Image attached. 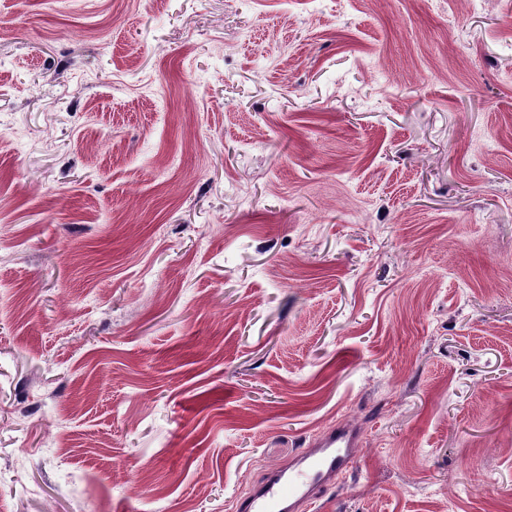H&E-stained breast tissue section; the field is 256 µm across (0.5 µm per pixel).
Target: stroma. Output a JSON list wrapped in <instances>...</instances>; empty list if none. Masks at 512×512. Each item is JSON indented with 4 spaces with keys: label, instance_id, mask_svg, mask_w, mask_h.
Wrapping results in <instances>:
<instances>
[{
    "label": "stroma",
    "instance_id": "obj_1",
    "mask_svg": "<svg viewBox=\"0 0 512 512\" xmlns=\"http://www.w3.org/2000/svg\"><path fill=\"white\" fill-rule=\"evenodd\" d=\"M512 512V0H0V512ZM361 429L340 420L322 432L288 467L277 468L247 496L236 500L237 512H296L335 479L353 472Z\"/></svg>",
    "mask_w": 512,
    "mask_h": 512
}]
</instances>
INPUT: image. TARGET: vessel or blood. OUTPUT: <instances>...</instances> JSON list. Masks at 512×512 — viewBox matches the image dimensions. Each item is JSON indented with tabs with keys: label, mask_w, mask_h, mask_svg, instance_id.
<instances>
[{
	"label": "vessel or blood",
	"mask_w": 512,
	"mask_h": 512,
	"mask_svg": "<svg viewBox=\"0 0 512 512\" xmlns=\"http://www.w3.org/2000/svg\"><path fill=\"white\" fill-rule=\"evenodd\" d=\"M361 441L357 425L337 421L288 466L276 469L251 493L237 499L236 512H297L337 478L353 472Z\"/></svg>",
	"instance_id": "vessel-or-blood-1"
}]
</instances>
